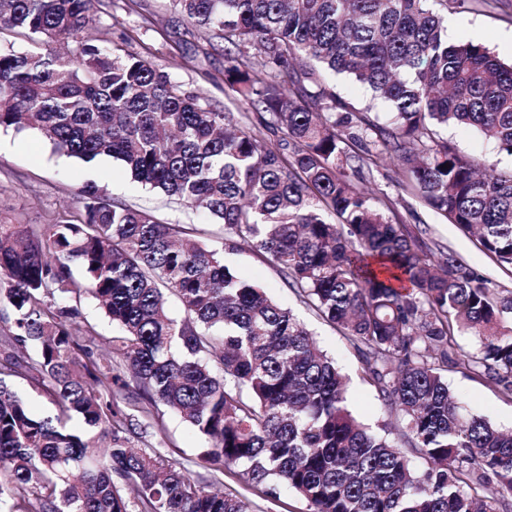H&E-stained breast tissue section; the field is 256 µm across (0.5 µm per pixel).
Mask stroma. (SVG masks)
I'll return each mask as SVG.
<instances>
[{
	"mask_svg": "<svg viewBox=\"0 0 512 512\" xmlns=\"http://www.w3.org/2000/svg\"><path fill=\"white\" fill-rule=\"evenodd\" d=\"M93 13L94 23L87 35L94 43L116 44L147 57L168 71L185 92L197 95L202 105L243 118L246 105L225 92L223 42L208 39L177 15L170 0H94ZM447 19L449 42L480 43L501 60L512 61V0H502L500 8L494 10L482 6L479 0H469L465 11L448 13ZM324 79L327 89L342 102L358 109L371 107L379 121H386L387 107L365 88L331 73ZM397 180L396 168L390 162L374 169L369 177L371 188L397 199V222L423 229L430 248H452L478 273L512 289L511 269L498 267L478 249L474 237L460 232L420 198L404 193ZM89 186L110 201L150 211L164 223L193 225L208 246L217 247L222 242L221 224L175 198L145 189L118 162L102 157L85 163L54 153L51 144L38 133L0 128V223L79 221L83 217L80 195ZM226 262L238 275L255 281L273 299L291 308L317 344L335 358L348 379L349 406L360 420L374 427L387 425L393 436H400L395 414L362 381L361 363L353 346L299 300L280 271L248 250L227 255ZM448 385L469 412L487 418L499 429L512 430V400L501 397L493 384L452 371ZM160 440L165 443L167 459L194 460L200 480L210 481L207 465L199 460L201 440L163 406L155 408L145 442L150 445Z\"/></svg>",
	"mask_w": 512,
	"mask_h": 512,
	"instance_id": "stroma-1",
	"label": "stroma"
}]
</instances>
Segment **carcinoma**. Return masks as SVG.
I'll return each instance as SVG.
<instances>
[{"label":"carcinoma","mask_w":512,"mask_h":512,"mask_svg":"<svg viewBox=\"0 0 512 512\" xmlns=\"http://www.w3.org/2000/svg\"><path fill=\"white\" fill-rule=\"evenodd\" d=\"M465 2L171 0L224 41V84L254 114L242 127L143 56L90 43L92 0H0V26L43 46L0 48V128L36 131L84 162L112 158L224 228L211 249L92 188L80 223L0 224V301L13 311L0 333V507L251 512L236 490H207L182 463L131 446L161 404L205 442L214 480L239 467L308 512H512V432L466 412L447 375L512 400V289L452 252L432 259L393 221L395 203L363 188L372 167L395 162L405 192L512 269V170L440 136L471 128L512 156V64L448 42L444 13ZM323 68L383 98L389 124L339 111ZM244 247L353 344L409 449L357 419L305 326L224 263ZM169 294L183 316L168 315ZM84 295L118 327L116 365L98 361L81 326ZM10 377L36 381L54 415H35ZM74 416L84 432L67 430Z\"/></svg>","instance_id":"1"}]
</instances>
